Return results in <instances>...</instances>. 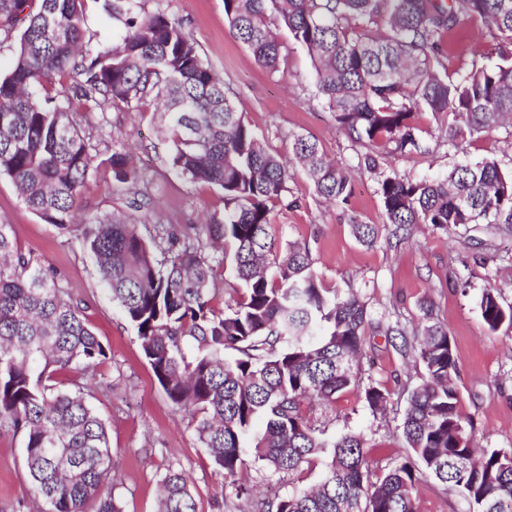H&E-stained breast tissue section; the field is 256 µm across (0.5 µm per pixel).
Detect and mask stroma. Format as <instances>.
Instances as JSON below:
<instances>
[{
  "mask_svg": "<svg viewBox=\"0 0 512 512\" xmlns=\"http://www.w3.org/2000/svg\"><path fill=\"white\" fill-rule=\"evenodd\" d=\"M164 5L202 46L230 86L245 122L266 148L289 158L293 135L303 134L316 139L329 159L352 171L354 190L348 206L317 196L298 168L288 183L296 206L275 204L270 212L275 252L294 242L306 245L327 286L357 292L373 323L365 333L362 389L343 392L329 404L305 403L310 424L329 441L350 431L360 434L368 461L379 467L402 454V415L408 392L421 381L424 369L402 357L384 330L418 323L429 304L452 339L460 411L472 421L468 434L473 444L512 448V327L504 325L490 333L478 308L482 289L491 285L512 304V233L484 225L470 234L451 233L416 224L408 242L390 247L376 177L360 163L332 113L316 98L307 51L290 40L285 29H278L288 60L272 73L232 36L224 0H165ZM502 52L512 55V45L498 48L484 28L468 24L444 50L443 62L452 72L461 62ZM160 125L156 105L149 101L137 112L114 110L105 120L91 118L87 130L98 148L113 144L129 151L148 184L147 225H169L186 233L206 214L222 211V196L215 187L172 173L170 144ZM451 161L447 148L440 147L414 159L386 156L382 166L414 179L434 178L445 174ZM79 207L85 217L128 210L126 198L113 193L112 176L104 170L83 188ZM355 218L379 225L375 245L355 239L351 230ZM0 223L12 225L19 247L53 269L109 351L108 359L85 380L90 403L108 425L114 492L122 512H158L160 481L170 468L191 476L197 512H225L221 480L190 417L166 398L142 355L135 329L113 305L80 237L59 233L27 210L4 176H0ZM477 238L483 240V248L474 247ZM368 385L388 390L384 413L367 406L363 389ZM324 463V456H317L303 471L285 477L252 464L242 479L253 485L257 497L271 498L316 485ZM0 512H35L23 439L5 428H0Z\"/></svg>",
  "mask_w": 512,
  "mask_h": 512,
  "instance_id": "obj_1",
  "label": "stroma"
}]
</instances>
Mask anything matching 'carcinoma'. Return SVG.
<instances>
[{"label":"carcinoma","mask_w":512,"mask_h":512,"mask_svg":"<svg viewBox=\"0 0 512 512\" xmlns=\"http://www.w3.org/2000/svg\"><path fill=\"white\" fill-rule=\"evenodd\" d=\"M89 1L112 20V43L85 42ZM160 2L0 0V42L13 48L0 71V175L42 221L69 232L97 171L98 150L82 130L87 115L163 103L171 171L215 186L224 210L193 227L192 237L160 224L147 238L133 215L112 213L83 225L82 242L167 399L192 415L234 512H419L424 482L457 490L475 512H512V449L472 447L448 329L427 306L424 321L394 329L401 355L425 370L401 424L408 454L377 474L359 434L329 444L306 420L305 399L331 402L360 388L367 305L352 290L326 287L308 247L292 243L271 255L269 203L296 204L288 197L293 173L259 142L200 45ZM224 16L272 73L287 61L272 25L307 50L322 105L365 149L361 161L377 177L395 243L414 224L512 229V170L495 159L456 161L437 179L380 168L384 155L429 152L420 112L443 119L441 145L457 152L492 127L512 141V122L505 123L512 57L473 59L451 75L442 61L443 47L468 21L512 44V0H224ZM292 153L318 196L350 201L349 169L328 160L316 140L294 135ZM103 163L114 191L141 209L143 178L129 155L114 149ZM352 228L362 243L378 239L377 224L355 219ZM216 263L231 268L229 288L238 294L223 308L215 304ZM478 308L489 331L512 326V305L496 289L482 290ZM228 350L236 353L231 361ZM106 359L54 272L22 252L13 225L0 223V428L22 435L36 512H122L106 424L76 380L70 389L58 381ZM388 397L365 388L374 413ZM258 417L265 429L253 438V462L271 475L296 473L332 448L316 487L272 501L253 497L241 482L243 442ZM161 483L159 512H196L189 474L170 469Z\"/></svg>","instance_id":"1"}]
</instances>
